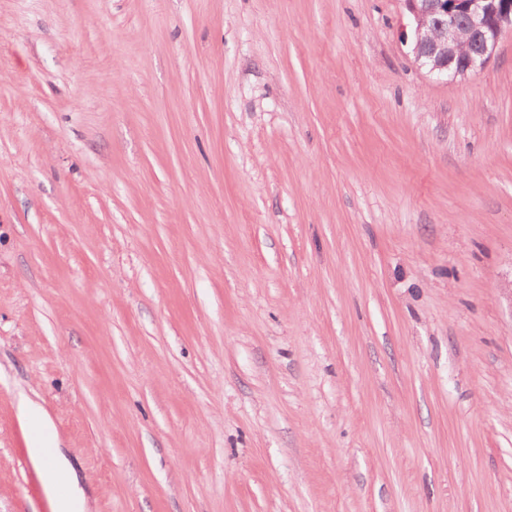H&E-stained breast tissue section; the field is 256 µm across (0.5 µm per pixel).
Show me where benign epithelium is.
<instances>
[{"mask_svg": "<svg viewBox=\"0 0 512 512\" xmlns=\"http://www.w3.org/2000/svg\"><path fill=\"white\" fill-rule=\"evenodd\" d=\"M412 17L411 53L429 75L462 81L483 69L507 33H512V0H404ZM466 18V27L459 25ZM479 39L466 67L452 73L448 65L459 55L462 39Z\"/></svg>", "mask_w": 512, "mask_h": 512, "instance_id": "obj_1", "label": "benign epithelium"}]
</instances>
